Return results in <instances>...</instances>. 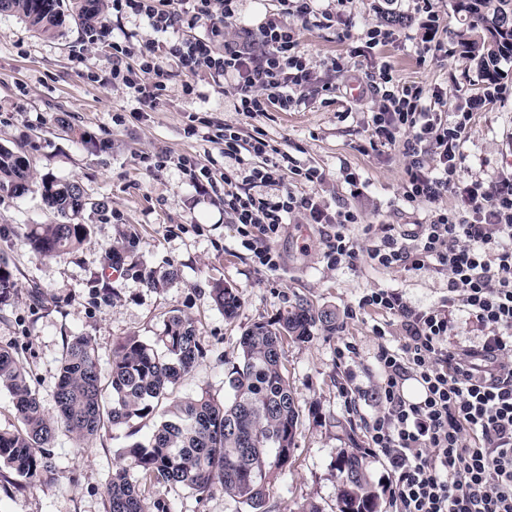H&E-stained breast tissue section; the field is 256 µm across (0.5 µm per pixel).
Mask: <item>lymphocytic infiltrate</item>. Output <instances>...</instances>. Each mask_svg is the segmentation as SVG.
<instances>
[{"instance_id": "f902f5d3", "label": "lymphocytic infiltrate", "mask_w": 512, "mask_h": 512, "mask_svg": "<svg viewBox=\"0 0 512 512\" xmlns=\"http://www.w3.org/2000/svg\"><path fill=\"white\" fill-rule=\"evenodd\" d=\"M238 0H112L115 15L139 16L165 35L166 51L153 43L131 50L101 24L97 40L112 43L113 86L138 100L159 104L173 70L184 76L205 72L213 82L232 84L234 109L249 115L274 105L287 112L313 80L298 49V27H320L316 0H278V9L238 39L224 41L235 21ZM223 50H216V41ZM371 149L400 147L407 160L404 197L426 211L424 222L364 226L368 246L350 234L359 216L329 212L316 193L284 184L293 171L288 150L273 145L262 131L249 140L225 129L217 135L226 158L242 154L255 164L224 173V209L233 214L241 236H276L295 215L323 224L331 264L357 267L369 259L380 267L407 271L429 267L448 276V299L436 308L408 304L399 292L375 288L349 318L377 311L397 321L398 345L380 342L377 379L370 390L341 388L348 410L362 397L373 404L364 421L368 455L387 467L390 512H512V175L491 181L463 180L461 147L469 136L473 111L489 105L501 88L473 99L470 111L451 122L428 111L421 87L403 84L385 60L373 66ZM433 162H426V155ZM455 195V208L440 200ZM480 325V339L454 346L458 313ZM421 395L408 398L406 381Z\"/></svg>"}]
</instances>
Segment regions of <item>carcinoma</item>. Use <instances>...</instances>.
Listing matches in <instances>:
<instances>
[{
	"label": "carcinoma",
	"instance_id": "obj_1",
	"mask_svg": "<svg viewBox=\"0 0 512 512\" xmlns=\"http://www.w3.org/2000/svg\"><path fill=\"white\" fill-rule=\"evenodd\" d=\"M70 2L72 14L87 30L102 21L99 0ZM61 7L62 0H0V13H15L44 35L59 24ZM454 8L465 16V46L485 75L494 77L499 59L512 57V28L502 30L505 18L512 19V0H455ZM2 183L17 196L29 191L24 158L0 146ZM41 194L59 221L31 229V248L53 256L83 244L87 225L76 220L87 202L80 185L46 179ZM139 277L158 289L168 287L178 273L158 276L142 269ZM210 295L224 317H235L236 292L217 284ZM317 326L329 336L336 333L331 313L301 301L273 322L254 323L240 338L229 393L222 401L206 390L169 401L203 356L193 321L175 310L163 321L155 343L134 337L120 342L105 372L91 338L73 336L58 365L54 417L43 413L18 353L0 347V389L12 396L21 423L16 430L0 431V465L16 476L10 485L25 489L34 480L55 476L49 444L59 428L84 439L153 416L146 444L125 449L126 464L113 470L105 485L107 512H172L167 490L182 487L202 499L216 482L249 512H266V498L294 451L300 419L283 362L284 345L305 341ZM336 471L338 512H380V494L360 449L344 454ZM147 486L155 491L150 502L143 494Z\"/></svg>",
	"mask_w": 512,
	"mask_h": 512
}]
</instances>
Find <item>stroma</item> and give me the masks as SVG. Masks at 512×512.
<instances>
[{
    "label": "stroma",
    "instance_id": "stroma-1",
    "mask_svg": "<svg viewBox=\"0 0 512 512\" xmlns=\"http://www.w3.org/2000/svg\"><path fill=\"white\" fill-rule=\"evenodd\" d=\"M433 6L442 19V46L427 52L413 0H347L342 7L319 0L320 10L349 16L350 38H340L335 26L301 29L299 48L313 68L315 89L291 111L252 117L235 111L231 87L216 88L206 74L190 79L196 87L191 95L182 88L188 79L175 76L164 101L149 108L106 83L112 47L90 43L74 17L65 16L55 34L43 35L17 15L0 13V146L25 158L30 185L20 197L0 188V263L15 283L0 303V346L15 348L26 362L47 416L56 414L58 361L70 336L90 337L106 366L120 341L134 336L154 342L169 312L180 311L193 320L204 356L176 394L205 389L220 399L229 391L242 333L255 322L276 319L302 298L335 313L336 333L316 328L306 341L285 348L301 422L266 510L298 512L312 502L322 512H336L334 463L342 452L368 445L359 416L345 409L339 389L347 381L364 386L375 377V326L384 327L389 344L400 336L388 316L371 312L348 319L344 311L373 288L395 289L411 305L428 308L446 298L447 277L432 268L383 269L367 261L354 269L329 265L321 225L300 216L270 242L276 268L261 266L243 246L233 215L224 211V158L208 137L217 123L243 136L263 130L298 166L324 175L314 186L289 176L288 187L316 192L330 210L358 213L360 222L351 228L357 240H364L367 224L421 220L424 210L403 196L400 149L367 147L368 74L373 63L386 60L398 80L421 86L427 106L450 120L468 111L471 97L502 87L503 96L472 121L461 175L491 180L512 171V59L501 60L495 80L483 77L459 37L465 23L452 0H434ZM390 14L398 18L393 39L367 48L359 38L362 29ZM334 56L347 61V71L324 67ZM326 83L336 87L333 99L317 91ZM183 158L212 169L207 194H198L182 173ZM348 171L365 181L362 195L351 194L343 178ZM46 178L80 184L88 201L80 218L88 226L86 241L52 257L34 254L27 240L31 225L54 219L41 195ZM117 245L126 249L124 265L103 267L104 254ZM132 263L159 273L174 268L179 278L154 290L129 271ZM217 283L238 293L233 320L210 297ZM344 342L357 348L347 363L336 355ZM153 425V418L136 419L82 440L58 431L50 444L54 479L22 491L0 490V512H106L108 473L123 464L124 448L147 441ZM167 497L174 512H247L219 484L201 499L179 487Z\"/></svg>",
    "mask_w": 512,
    "mask_h": 512
}]
</instances>
